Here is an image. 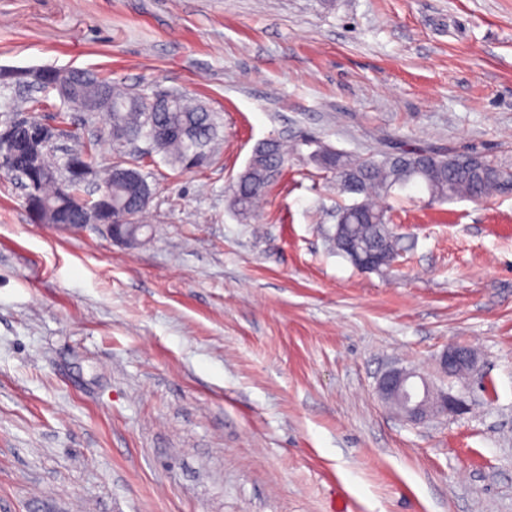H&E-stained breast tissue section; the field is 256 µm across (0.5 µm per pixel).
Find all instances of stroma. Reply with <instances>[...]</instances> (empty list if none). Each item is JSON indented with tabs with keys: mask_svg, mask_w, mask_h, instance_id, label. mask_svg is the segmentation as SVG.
I'll return each instance as SVG.
<instances>
[{
	"mask_svg": "<svg viewBox=\"0 0 512 512\" xmlns=\"http://www.w3.org/2000/svg\"><path fill=\"white\" fill-rule=\"evenodd\" d=\"M91 69L220 112L211 160H157L134 247L34 220L0 175V512H512V196L388 199L365 272L313 161L408 144L512 166V0H0V71ZM98 166L128 159L71 115ZM301 141L263 209L228 186ZM451 345L476 371L441 373ZM469 393L404 424L388 368Z\"/></svg>",
	"mask_w": 512,
	"mask_h": 512,
	"instance_id": "1",
	"label": "stroma"
}]
</instances>
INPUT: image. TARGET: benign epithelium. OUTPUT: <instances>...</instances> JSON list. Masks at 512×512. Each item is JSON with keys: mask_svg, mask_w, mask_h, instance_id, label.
Instances as JSON below:
<instances>
[{"mask_svg": "<svg viewBox=\"0 0 512 512\" xmlns=\"http://www.w3.org/2000/svg\"><path fill=\"white\" fill-rule=\"evenodd\" d=\"M27 123L26 119H16L1 126L0 145L11 143L17 131ZM337 232L343 237V246L355 266L364 269L376 265L377 252L359 244L349 234L347 225H337ZM476 364V353L464 347H449L439 359L443 373L452 377L474 370ZM377 394L382 401L396 409L404 422L411 425L440 415L458 416L467 409L462 395L449 391L435 393L426 382L417 381L415 371L406 368L392 367L386 370L378 380Z\"/></svg>", "mask_w": 512, "mask_h": 512, "instance_id": "7a95c632", "label": "benign epithelium"}]
</instances>
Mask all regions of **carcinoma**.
Returning <instances> with one entry per match:
<instances>
[{"label":"carcinoma","instance_id":"carcinoma-1","mask_svg":"<svg viewBox=\"0 0 512 512\" xmlns=\"http://www.w3.org/2000/svg\"><path fill=\"white\" fill-rule=\"evenodd\" d=\"M83 70L72 68L57 70L45 68L41 89L56 91L63 103L94 118L107 116L115 135L112 140L120 145L140 140L152 145L155 151L169 161L184 167L191 158L207 159L210 145L215 141L219 122L217 113L194 102L182 93L162 110L153 111L154 97L115 85L95 76L87 81ZM32 136L25 131L10 147L0 149V172L15 175L22 183L41 187L35 199L27 200L33 218L47 224L71 228L80 223L81 211L89 206L98 212L100 224H136L145 206L139 200L149 185L140 166L139 158L128 166L117 164L100 174L107 191L91 200L83 195L84 167L93 165L96 143L83 142L60 159L54 156L55 147L49 146L35 154L31 149ZM419 146L404 150V160H393L384 152L358 157L345 152H330L322 147L313 158L333 173L336 187L345 194L353 190L342 174L356 172L362 178L359 199L336 211V219L350 225L355 238L364 245H375L382 251L379 268H387L404 251L402 238L393 230V219L387 207L375 202L396 189L404 190L410 183L423 188L432 200L467 198L483 200L506 193L512 184V167L481 156L489 175H474L469 169L455 163L459 153L429 151L421 161ZM288 163V149L278 140L259 144L247 167L230 186L229 206L240 218L247 220L267 194L269 186L282 174Z\"/></svg>","mask_w":512,"mask_h":512}]
</instances>
